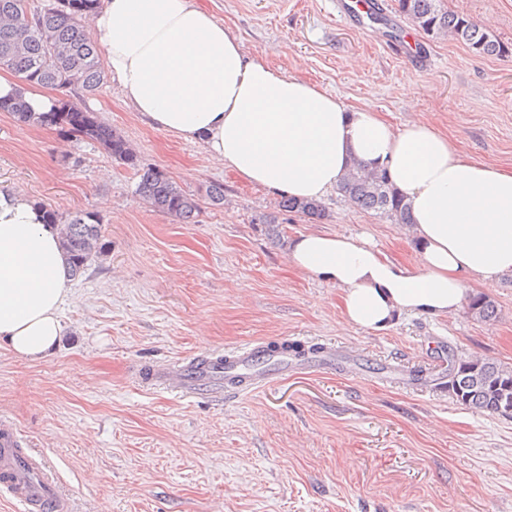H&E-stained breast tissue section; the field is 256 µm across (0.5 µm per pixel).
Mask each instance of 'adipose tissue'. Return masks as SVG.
I'll return each instance as SVG.
<instances>
[{
	"instance_id": "obj_1",
	"label": "adipose tissue",
	"mask_w": 512,
	"mask_h": 512,
	"mask_svg": "<svg viewBox=\"0 0 512 512\" xmlns=\"http://www.w3.org/2000/svg\"><path fill=\"white\" fill-rule=\"evenodd\" d=\"M89 23L131 107L250 184L319 201L353 162L387 170L412 213V266L337 233L300 235L286 253L294 268L339 289L348 325L382 331L404 315L449 316L468 281L512 275V168L466 157L428 121L394 129L246 57L196 0H105ZM68 276L58 234L34 201L0 192V340L18 356L40 359L58 346Z\"/></svg>"
}]
</instances>
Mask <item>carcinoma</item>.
<instances>
[{"mask_svg":"<svg viewBox=\"0 0 512 512\" xmlns=\"http://www.w3.org/2000/svg\"><path fill=\"white\" fill-rule=\"evenodd\" d=\"M101 0H48L30 6L29 0H0V65L21 82L59 93L52 111L34 117L23 99L0 100V112H9L32 126H55L72 137L89 139L104 147L112 157L136 167V157L127 143L92 113L71 101L79 94H92L103 83L104 74L96 42L81 24L95 12ZM400 13L408 16L431 37L450 36L479 56L509 53L507 44L469 18L440 8L439 0H397ZM341 191L357 208L386 215L399 224L410 223L404 195L382 170L353 165L343 177ZM136 192L150 206L181 224H189L200 209L199 200L162 171L146 169L139 174ZM284 211L301 212L311 218L324 216L322 205L281 201ZM46 223L58 227L69 273H85L94 257L107 250L99 217L76 211L65 219L56 210L42 206ZM468 309L475 317L492 321L498 316L493 300L483 295L468 297ZM437 386L448 391L457 403L481 412L509 416L512 404V368L484 357H459L448 353V372L437 378Z\"/></svg>","mask_w":512,"mask_h":512,"instance_id":"obj_1","label":"carcinoma"}]
</instances>
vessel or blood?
<instances>
[{"mask_svg": "<svg viewBox=\"0 0 512 512\" xmlns=\"http://www.w3.org/2000/svg\"><path fill=\"white\" fill-rule=\"evenodd\" d=\"M267 345L252 342L204 357L189 356L173 364L154 366L147 379L154 385L192 396L202 393L237 394L264 387L288 374H303L334 362L335 350L323 348L307 362L284 353L267 354ZM15 430L0 427V492L7 494L21 512H64L66 502L55 475L44 459L18 462Z\"/></svg>", "mask_w": 512, "mask_h": 512, "instance_id": "1", "label": "vessel or blood"}]
</instances>
